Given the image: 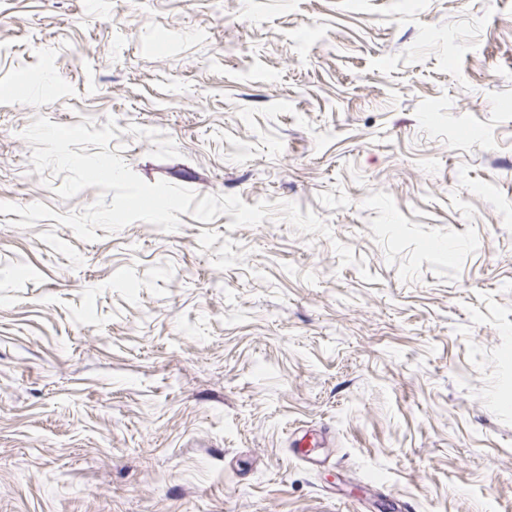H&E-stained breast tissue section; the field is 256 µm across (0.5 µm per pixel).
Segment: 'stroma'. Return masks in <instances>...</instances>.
<instances>
[{
    "label": "stroma",
    "mask_w": 512,
    "mask_h": 512,
    "mask_svg": "<svg viewBox=\"0 0 512 512\" xmlns=\"http://www.w3.org/2000/svg\"><path fill=\"white\" fill-rule=\"evenodd\" d=\"M39 115L332 235L0 214V512H512V0H0V202L82 211Z\"/></svg>",
    "instance_id": "1"
}]
</instances>
